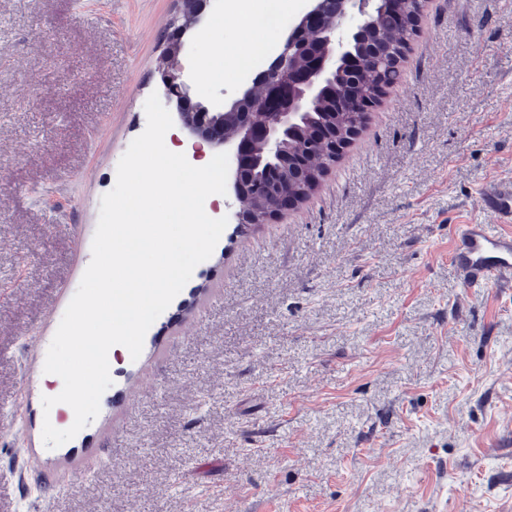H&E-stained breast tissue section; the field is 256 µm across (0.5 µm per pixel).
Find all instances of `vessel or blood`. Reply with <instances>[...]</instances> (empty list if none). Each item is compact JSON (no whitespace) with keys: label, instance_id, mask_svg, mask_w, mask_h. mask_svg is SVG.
I'll use <instances>...</instances> for the list:
<instances>
[{"label":"vessel or blood","instance_id":"b4317fda","mask_svg":"<svg viewBox=\"0 0 512 512\" xmlns=\"http://www.w3.org/2000/svg\"><path fill=\"white\" fill-rule=\"evenodd\" d=\"M484 209L512 219V184L494 183L480 193ZM454 261L466 283L480 287L496 283L512 286V233L487 224L459 225L454 239Z\"/></svg>","mask_w":512,"mask_h":512}]
</instances>
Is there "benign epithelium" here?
<instances>
[{
    "instance_id": "benign-epithelium-1",
    "label": "benign epithelium",
    "mask_w": 512,
    "mask_h": 512,
    "mask_svg": "<svg viewBox=\"0 0 512 512\" xmlns=\"http://www.w3.org/2000/svg\"><path fill=\"white\" fill-rule=\"evenodd\" d=\"M179 8L163 38L160 57L164 95L174 104L183 127L200 145L223 147L233 157L230 187L242 197V169L281 166L292 136L303 128L310 106L332 91L349 112L362 111L360 100L347 92L337 73L357 60L356 42L370 25L381 0H310L308 11L289 29L267 68L235 98L191 102L183 80L184 37L206 16L211 0H177ZM261 223L276 220L299 205L293 179L257 200Z\"/></svg>"
}]
</instances>
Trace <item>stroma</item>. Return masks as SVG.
I'll return each instance as SVG.
<instances>
[{
    "mask_svg": "<svg viewBox=\"0 0 512 512\" xmlns=\"http://www.w3.org/2000/svg\"><path fill=\"white\" fill-rule=\"evenodd\" d=\"M174 0H0V512H512V288L469 287L461 224L512 182V0H429L400 83L315 192L226 226L49 449L48 347L100 200L162 92ZM209 24L193 100L252 81Z\"/></svg>",
    "mask_w": 512,
    "mask_h": 512,
    "instance_id": "stroma-1",
    "label": "stroma"
}]
</instances>
